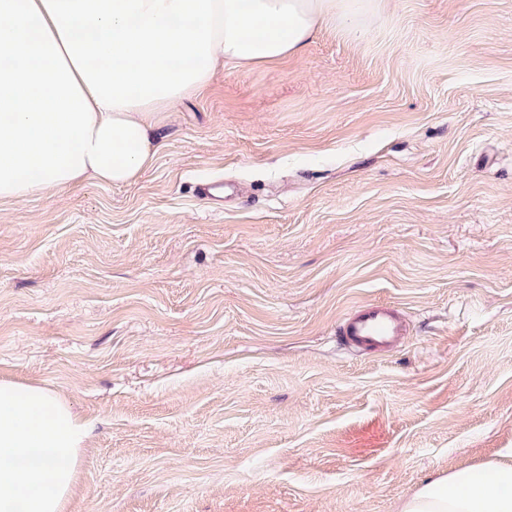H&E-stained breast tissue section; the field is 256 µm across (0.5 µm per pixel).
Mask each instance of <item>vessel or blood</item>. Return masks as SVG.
<instances>
[{"label":"vessel or blood","instance_id":"obj_1","mask_svg":"<svg viewBox=\"0 0 512 512\" xmlns=\"http://www.w3.org/2000/svg\"><path fill=\"white\" fill-rule=\"evenodd\" d=\"M336 334L352 350L386 352L404 342L408 326L396 306L365 303L341 320Z\"/></svg>","mask_w":512,"mask_h":512}]
</instances>
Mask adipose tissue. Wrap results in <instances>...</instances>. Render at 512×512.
I'll return each mask as SVG.
<instances>
[{
	"instance_id": "1",
	"label": "adipose tissue",
	"mask_w": 512,
	"mask_h": 512,
	"mask_svg": "<svg viewBox=\"0 0 512 512\" xmlns=\"http://www.w3.org/2000/svg\"><path fill=\"white\" fill-rule=\"evenodd\" d=\"M352 0H0V200L122 185L160 148L159 112L218 66L296 54ZM88 425L37 384L0 379V512H64ZM401 512H512V463L425 482Z\"/></svg>"
}]
</instances>
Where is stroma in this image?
Returning a JSON list of instances; mask_svg holds the SVG:
<instances>
[{"label": "stroma", "instance_id": "35a3bbf8", "mask_svg": "<svg viewBox=\"0 0 512 512\" xmlns=\"http://www.w3.org/2000/svg\"><path fill=\"white\" fill-rule=\"evenodd\" d=\"M158 120L135 182L0 202V377L90 425L65 512H399L512 460V0H365ZM366 302L400 347L342 349ZM336 334L354 351L386 352L404 342L408 326L396 306L365 303L356 306L341 320Z\"/></svg>", "mask_w": 512, "mask_h": 512}]
</instances>
